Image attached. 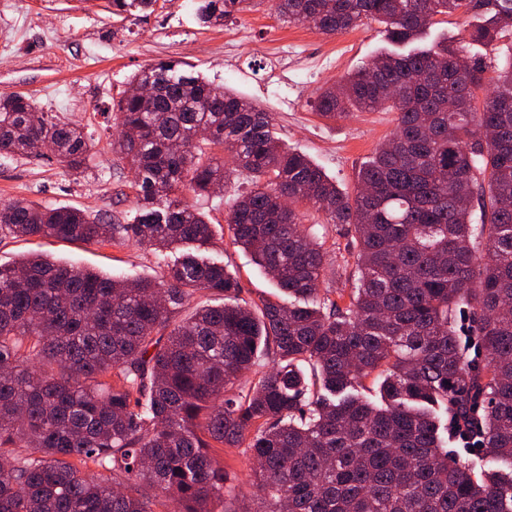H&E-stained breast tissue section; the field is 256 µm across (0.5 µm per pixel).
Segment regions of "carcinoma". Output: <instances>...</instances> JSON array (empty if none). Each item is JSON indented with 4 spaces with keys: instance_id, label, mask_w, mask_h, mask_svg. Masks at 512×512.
<instances>
[{
    "instance_id": "carcinoma-1",
    "label": "carcinoma",
    "mask_w": 512,
    "mask_h": 512,
    "mask_svg": "<svg viewBox=\"0 0 512 512\" xmlns=\"http://www.w3.org/2000/svg\"><path fill=\"white\" fill-rule=\"evenodd\" d=\"M242 2L197 0V14L222 25ZM275 2L326 35L377 22L405 48L315 102L328 120L397 113L354 194L282 146L270 113L162 62L113 104L112 148L138 174L132 223L15 200L0 205V230L160 253L205 244L211 224L182 195L223 189L227 156L250 183L228 216L233 243L303 304H241L224 264L192 253L159 283L42 254L0 266V512H216L233 491L224 446L244 447L262 492L244 512H512V53L493 66L468 52L473 41L499 56L512 0ZM453 13L481 16L469 39L407 49ZM146 82L160 89L150 106L135 93ZM45 144L62 167L87 168L78 124L1 97L0 155ZM309 210L354 231L347 295L320 288L334 260ZM200 290L227 302L174 320ZM368 378L379 405L359 392ZM441 410L502 468L448 462Z\"/></svg>"
}]
</instances>
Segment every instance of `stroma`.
Segmentation results:
<instances>
[{"mask_svg": "<svg viewBox=\"0 0 512 512\" xmlns=\"http://www.w3.org/2000/svg\"><path fill=\"white\" fill-rule=\"evenodd\" d=\"M389 46L382 26L371 23L336 35L279 18L270 0H246L222 26H201L195 0H155L151 9L122 15L110 0H0V95L19 93L38 111L83 127L92 143L84 173L70 172L51 155H0V203L26 199L42 206H72L131 223L136 200L132 174L111 147L117 131L112 101L131 77L149 65L173 60L206 81L242 96L273 118L285 146L301 151L347 193L357 173L395 129L396 115L375 110L328 121L314 102L321 88L368 64ZM230 174L216 196L185 193L214 236L205 255L223 262L241 283L242 299L279 297L273 281L231 239L227 216L247 191ZM42 253L120 278L160 280L164 261L129 242L110 244L16 238L0 231V265Z\"/></svg>", "mask_w": 512, "mask_h": 512, "instance_id": "stroma-1", "label": "stroma"}]
</instances>
